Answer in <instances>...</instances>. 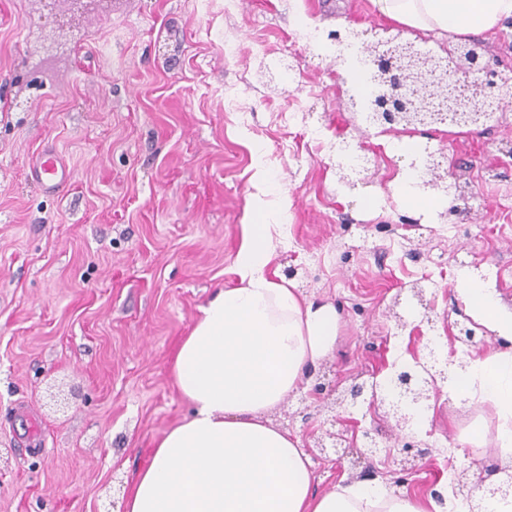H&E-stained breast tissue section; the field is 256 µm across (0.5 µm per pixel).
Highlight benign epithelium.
<instances>
[{
  "label": "benign epithelium",
  "instance_id": "7a95c632",
  "mask_svg": "<svg viewBox=\"0 0 512 512\" xmlns=\"http://www.w3.org/2000/svg\"><path fill=\"white\" fill-rule=\"evenodd\" d=\"M371 73V95L362 101L350 95L351 105L366 113L369 124L394 132L406 131L451 121L458 126L476 122L480 115L488 118L489 108L502 104L506 90L512 88V76L489 68L482 61L476 45L459 43L448 54L459 63L449 72L440 59L422 52L410 42L397 37L365 48ZM443 153L426 151L421 164L429 178L421 183L424 191L440 196L465 199L452 172L444 167ZM448 380L445 372H432L428 364L416 361L402 367L389 378L394 396L388 399V413L396 421L408 425L409 410L419 408L440 392L438 381ZM364 386L354 385L326 407L332 419L364 401Z\"/></svg>",
  "mask_w": 512,
  "mask_h": 512
}]
</instances>
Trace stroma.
<instances>
[{"label": "stroma", "instance_id": "1", "mask_svg": "<svg viewBox=\"0 0 512 512\" xmlns=\"http://www.w3.org/2000/svg\"><path fill=\"white\" fill-rule=\"evenodd\" d=\"M71 8L0 0V512H125L157 440L193 412L171 358L202 307L239 283L261 170L288 201L273 270L338 318L334 350L268 415L298 439L314 490L379 482L425 500L466 494L476 472L498 481L512 461L457 443L495 419L447 393L410 433L379 406L327 427L317 410L426 354L431 337L449 354L467 324L475 353L512 352L457 292L470 269L512 312V107L417 138L452 159L468 203L426 216L393 184L413 154L387 153L337 98L338 63L301 31L307 18L325 34L354 28L365 47L398 35L429 51L370 0H112L109 13L58 29ZM343 142L367 149L368 184L338 181ZM48 146L72 171L59 195L28 174ZM416 281L435 311L412 335L396 318L418 321L399 292ZM329 431L353 453H321ZM409 440L426 452L415 471L401 463Z\"/></svg>", "mask_w": 512, "mask_h": 512}]
</instances>
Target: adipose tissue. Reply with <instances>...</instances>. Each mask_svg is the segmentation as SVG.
Segmentation results:
<instances>
[{
    "mask_svg": "<svg viewBox=\"0 0 512 512\" xmlns=\"http://www.w3.org/2000/svg\"><path fill=\"white\" fill-rule=\"evenodd\" d=\"M384 16L437 37L493 30L512 0H372ZM238 252L240 284L219 290L172 359L174 383L193 414L158 440L137 472L126 512H469L453 499L424 501L380 483L317 495L309 462L288 432L265 416L298 387L309 364L336 344L335 309L302 301L293 284L268 273L285 236L288 207L258 201ZM466 304L494 330L512 335L484 283L460 272ZM456 405L478 402L498 421L493 447L512 457V353L468 358L453 369Z\"/></svg>",
    "mask_w": 512,
    "mask_h": 512,
    "instance_id": "obj_1",
    "label": "adipose tissue"
}]
</instances>
